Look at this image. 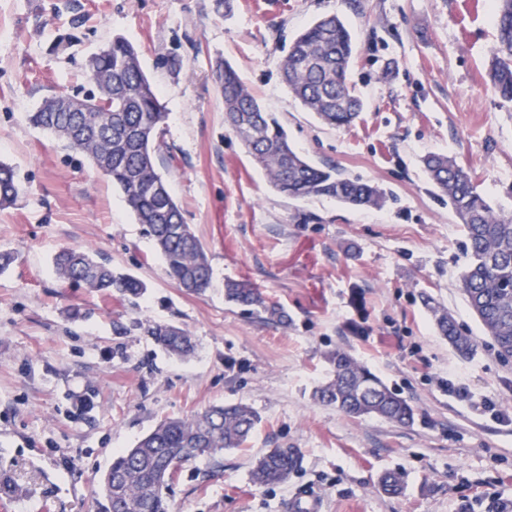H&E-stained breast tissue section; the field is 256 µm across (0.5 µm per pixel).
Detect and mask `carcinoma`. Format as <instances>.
Segmentation results:
<instances>
[{
  "label": "carcinoma",
  "instance_id": "carcinoma-1",
  "mask_svg": "<svg viewBox=\"0 0 512 512\" xmlns=\"http://www.w3.org/2000/svg\"><path fill=\"white\" fill-rule=\"evenodd\" d=\"M495 2L497 36L489 82L502 101L512 102V0ZM355 52L352 34L336 13L297 35L281 60V74L290 92L326 125L349 127L363 112L361 99L346 79ZM88 77L95 91L81 99L80 111L61 110L69 96L53 94L30 114V123L46 131L66 130L73 124L89 130L84 139L71 141L63 135L60 139L96 167H104L119 186L126 205L163 256L168 276L187 291L205 290L211 283L206 253L184 222L167 180L157 171V141L165 112L141 68L138 49L121 37L113 38L89 59ZM212 77L224 98L226 124L276 190L290 197L326 196L355 207L384 206L386 195L377 185L344 177L334 167H317L300 155L231 65L216 61ZM423 166L466 229V260L460 272L465 301L495 349L511 347L512 215L491 205L470 170L455 157L431 153L423 158ZM20 194L13 169L0 163V208L14 204ZM54 271L64 282L123 298H136L146 291L144 282L112 270L93 247L61 249L54 258ZM224 298L247 308L263 323L286 321L283 308L247 281H226ZM424 303L439 334L460 353H473L476 342L457 330L447 308L431 296ZM148 333L173 356L185 358L194 352L192 337L180 326L155 324ZM326 360L332 379L315 391L320 402L354 419L375 416L403 426L414 423L416 409L410 401L349 353L336 349ZM259 421V414L243 404L214 405L191 417L161 421L134 447L112 459L100 482L102 512H170L167 490L178 471L169 474L168 468L176 461L204 456L214 460L240 447ZM302 461L298 448H271L255 458L251 479L260 486L286 483Z\"/></svg>",
  "mask_w": 512,
  "mask_h": 512
}]
</instances>
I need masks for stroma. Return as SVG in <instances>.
Returning <instances> with one entry per match:
<instances>
[{"mask_svg":"<svg viewBox=\"0 0 512 512\" xmlns=\"http://www.w3.org/2000/svg\"><path fill=\"white\" fill-rule=\"evenodd\" d=\"M0 0V163L22 193L0 209V475L20 496L0 512H101L99 481L116 452L160 421L241 402L261 420L218 462L183 465L173 512H288L310 490L324 512H495L512 500V362L499 358L459 288L466 235L420 159L456 156L512 212V104L489 83L492 0ZM339 14L357 39L348 81L363 99L348 128L321 123L289 92L279 63L295 36ZM73 42L66 50L64 37ZM120 36L136 46L166 117L157 152L212 282L171 280L120 189L90 160L32 126L57 92L86 93L89 58ZM179 56L180 70L167 60ZM233 66L310 162L385 190L382 209L277 192L224 122L211 76ZM98 249L147 285L136 300L60 281L63 247ZM247 280L288 314L264 324L224 299ZM432 296L476 340L459 355L423 305ZM173 323L196 351L179 360L148 335ZM341 349L417 410L414 424L352 419L319 403ZM469 393L458 399L449 385ZM496 414L476 411L482 401ZM301 449L287 483L260 487L253 459ZM395 471L403 490L384 494Z\"/></svg>","mask_w":512,"mask_h":512,"instance_id":"1","label":"stroma"}]
</instances>
